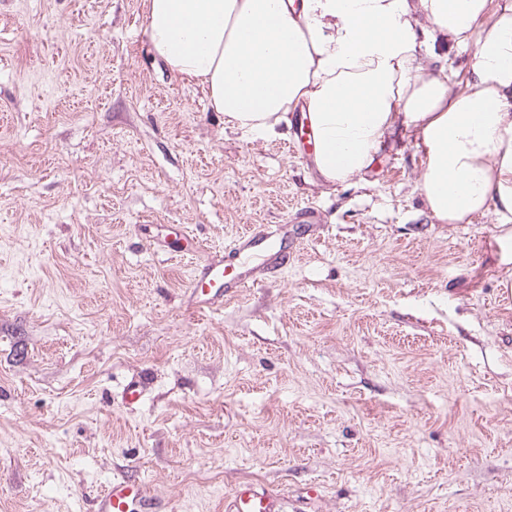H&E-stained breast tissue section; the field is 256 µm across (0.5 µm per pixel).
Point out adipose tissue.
I'll return each instance as SVG.
<instances>
[{"label": "adipose tissue", "mask_w": 512, "mask_h": 512, "mask_svg": "<svg viewBox=\"0 0 512 512\" xmlns=\"http://www.w3.org/2000/svg\"><path fill=\"white\" fill-rule=\"evenodd\" d=\"M145 0L152 51L201 85L230 126L274 134L301 112L326 181L366 172L401 126L422 146L421 188L434 216L470 223L494 209L512 237V0L485 23L487 0ZM473 46L472 79L450 63L423 75L431 31Z\"/></svg>", "instance_id": "obj_1"}]
</instances>
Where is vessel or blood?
<instances>
[{
    "mask_svg": "<svg viewBox=\"0 0 512 512\" xmlns=\"http://www.w3.org/2000/svg\"><path fill=\"white\" fill-rule=\"evenodd\" d=\"M265 248L264 267L251 266L252 251ZM287 256L254 231L238 236L223 256L196 270L191 282L199 311L206 312L224 298L241 294L262 281L263 272L277 270ZM97 512H154L155 499L149 488L134 480L115 481L106 486L97 501ZM226 512H282L280 498L258 484L244 481L237 485Z\"/></svg>",
    "mask_w": 512,
    "mask_h": 512,
    "instance_id": "vessel-or-blood-1",
    "label": "vessel or blood"
}]
</instances>
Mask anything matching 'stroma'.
Wrapping results in <instances>:
<instances>
[{
    "instance_id": "stroma-1",
    "label": "stroma",
    "mask_w": 512,
    "mask_h": 512,
    "mask_svg": "<svg viewBox=\"0 0 512 512\" xmlns=\"http://www.w3.org/2000/svg\"><path fill=\"white\" fill-rule=\"evenodd\" d=\"M146 26L144 0H0V512H94L121 479L162 512H224L245 480L286 512H512L494 210L439 221L404 135L326 182L300 113L228 127ZM444 55L469 77L443 32L423 72ZM181 224L205 258L285 228L292 258L200 315Z\"/></svg>"
}]
</instances>
